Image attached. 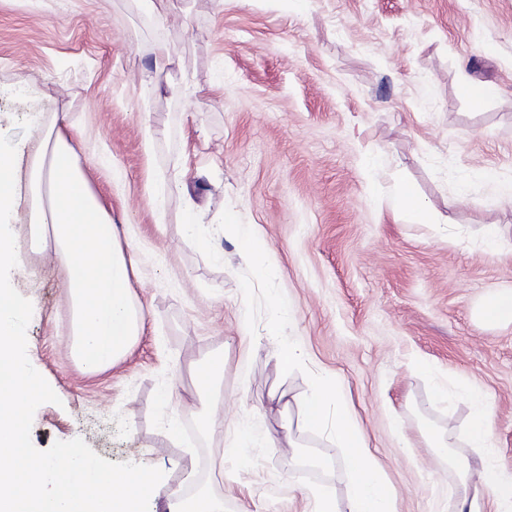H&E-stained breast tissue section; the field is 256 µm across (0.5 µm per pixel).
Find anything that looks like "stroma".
I'll list each match as a JSON object with an SVG mask.
<instances>
[{
	"label": "stroma",
	"mask_w": 512,
	"mask_h": 512,
	"mask_svg": "<svg viewBox=\"0 0 512 512\" xmlns=\"http://www.w3.org/2000/svg\"><path fill=\"white\" fill-rule=\"evenodd\" d=\"M0 0V152L28 168L45 131L73 129L86 177L122 240L144 327L112 367L70 354L66 272L28 222L29 184L0 214V234L28 264L12 286L33 306L27 356L59 397L40 405V450L83 439L101 457L161 469L148 512L185 485L224 512H315L300 447L332 462L337 506L351 486L341 452L305 430L306 374H283L265 321L249 331L239 276L247 263L217 231L225 208L254 225L290 307L309 371L335 378L344 406L394 492L395 512H454L450 456L475 479L512 473V321L490 325L482 297L512 287V0ZM173 61L155 69L153 47ZM159 93L142 97L141 84ZM467 80L493 84L481 105ZM198 89L195 96L184 85ZM492 182L475 183L474 170ZM183 177L157 219L152 183ZM415 184L438 221L396 218L397 180ZM195 200L222 260L211 264L181 223ZM501 247L488 252L485 225ZM222 360L215 387L196 385ZM450 399H434L435 386ZM493 405L491 462L468 448L459 387ZM256 439L243 467L228 453L239 427ZM449 436L447 453L428 432Z\"/></svg>",
	"instance_id": "1"
}]
</instances>
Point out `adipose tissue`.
<instances>
[{
  "label": "adipose tissue",
  "mask_w": 512,
  "mask_h": 512,
  "mask_svg": "<svg viewBox=\"0 0 512 512\" xmlns=\"http://www.w3.org/2000/svg\"><path fill=\"white\" fill-rule=\"evenodd\" d=\"M23 176L38 187L28 222L68 274L71 355L86 371H103L128 353L143 329L142 311L130 291L131 249L119 241L65 129L48 132L28 174H21L11 156L0 155V211L13 208L14 187ZM465 395L471 403L469 445L492 453L490 402L476 390ZM489 500L497 512H512V473L499 474L490 486L463 491L456 512H485Z\"/></svg>",
  "instance_id": "adipose-tissue-1"
}]
</instances>
